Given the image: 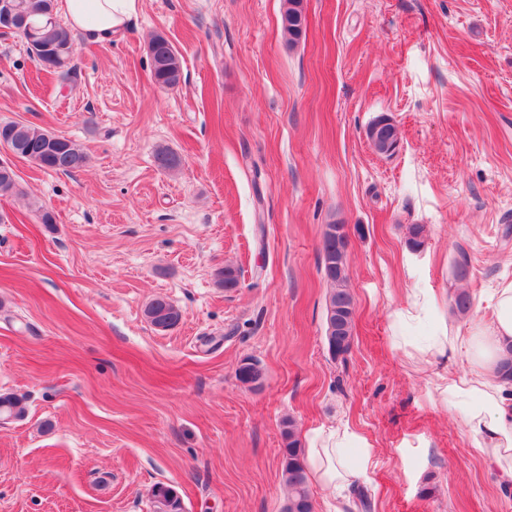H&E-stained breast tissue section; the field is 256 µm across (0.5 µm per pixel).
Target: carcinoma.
Instances as JSON below:
<instances>
[{"mask_svg": "<svg viewBox=\"0 0 512 512\" xmlns=\"http://www.w3.org/2000/svg\"><path fill=\"white\" fill-rule=\"evenodd\" d=\"M39 2L45 5L44 13L29 19L30 37L39 49L35 61L50 73H58L64 79H74L77 76V66L72 64L71 58L73 32L57 18L54 0ZM305 21L303 0H284L281 23L289 41L300 40ZM147 54L155 84L162 88L179 86L182 81L181 62L169 39L162 34L154 35L148 43ZM2 140L10 142L19 157L45 171L71 174L88 162L86 153L72 140L38 126L1 121L0 141ZM155 161L164 170H173L179 166L178 156L164 147L156 150ZM18 192L15 171L0 167V196ZM347 247L348 243L336 239V225H327L322 239L321 263L325 277L334 288L326 298V323L339 322L342 331L326 335V342L331 356L343 360L352 349L355 315L354 299L348 288L345 272ZM144 315L151 325L167 329L181 320L180 310L162 297L151 300L144 309ZM496 370L503 379L512 381V344L505 347ZM25 413L23 399L12 394L0 396V418L19 419ZM281 435L284 447L280 449V465L288 486V501L284 512H313L305 449L301 447L293 420L283 421ZM152 498L155 512H184L181 497L168 484H155Z\"/></svg>", "mask_w": 512, "mask_h": 512, "instance_id": "cac0c4a2", "label": "carcinoma"}]
</instances>
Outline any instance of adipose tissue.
Segmentation results:
<instances>
[{
  "mask_svg": "<svg viewBox=\"0 0 512 512\" xmlns=\"http://www.w3.org/2000/svg\"><path fill=\"white\" fill-rule=\"evenodd\" d=\"M55 8L71 28L91 40L108 41L136 14L138 0H57ZM490 306L492 320L465 334L443 332L413 347L399 336L395 345L414 363L437 356L468 363V370L438 378L436 398L443 406L462 409L475 450L512 487V383L495 373L504 346L512 343V283L495 291ZM307 454L315 480L329 492L331 512H351L350 490L372 460L365 438L339 426L316 435Z\"/></svg>",
  "mask_w": 512,
  "mask_h": 512,
  "instance_id": "ef3b65f1",
  "label": "adipose tissue"
}]
</instances>
